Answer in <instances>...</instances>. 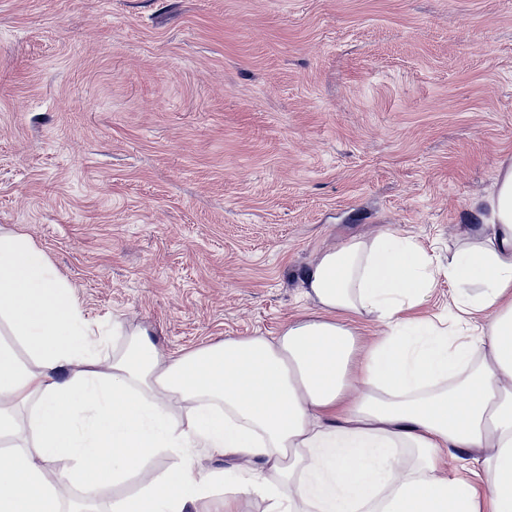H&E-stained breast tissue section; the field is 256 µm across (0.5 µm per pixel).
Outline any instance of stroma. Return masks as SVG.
<instances>
[{"mask_svg": "<svg viewBox=\"0 0 512 512\" xmlns=\"http://www.w3.org/2000/svg\"><path fill=\"white\" fill-rule=\"evenodd\" d=\"M511 159L512 0H0V233L103 358L275 335L388 227L447 262Z\"/></svg>", "mask_w": 512, "mask_h": 512, "instance_id": "obj_1", "label": "stroma"}]
</instances>
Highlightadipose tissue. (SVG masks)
Masks as SVG:
<instances>
[{"mask_svg":"<svg viewBox=\"0 0 512 512\" xmlns=\"http://www.w3.org/2000/svg\"><path fill=\"white\" fill-rule=\"evenodd\" d=\"M475 208L447 265L387 228L320 253L302 280L313 312L277 335L176 358L139 337L109 362L44 253L0 236V320L17 340L0 344V438L19 406L33 437L0 452V512H59L72 488L91 499L133 473L143 487L114 512H205L217 478L224 512L244 495L267 512H512V162ZM442 277L450 321L413 315ZM365 316L385 326L368 344ZM198 448L239 465L203 474ZM164 453L180 465L147 472ZM460 454L481 455L479 482L444 476ZM57 459L70 466L53 482Z\"/></svg>","mask_w":512,"mask_h":512,"instance_id":"obj_1","label":"adipose tissue"}]
</instances>
